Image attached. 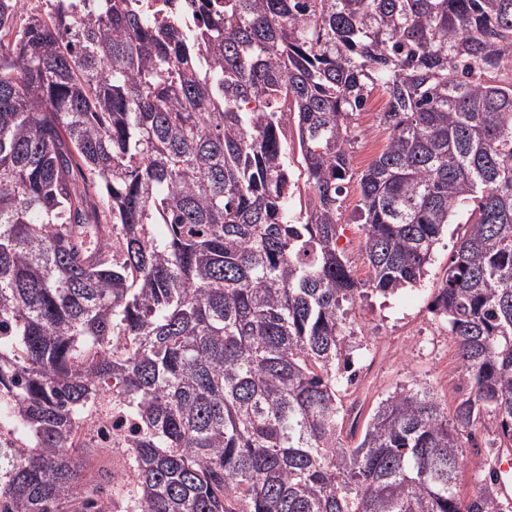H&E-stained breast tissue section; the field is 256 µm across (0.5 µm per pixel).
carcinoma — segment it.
Here are the masks:
<instances>
[{
	"label": "carcinoma",
	"instance_id": "1",
	"mask_svg": "<svg viewBox=\"0 0 512 512\" xmlns=\"http://www.w3.org/2000/svg\"><path fill=\"white\" fill-rule=\"evenodd\" d=\"M164 2L0 0V512H112L85 491L104 396L123 512H505L495 470L457 487L484 417L512 453V0ZM462 209L430 310L470 391L450 415L403 386L357 438L345 306L419 284ZM384 107V106H383ZM383 107H380L379 109L369 112L368 109L366 112H362L360 116H358V120L356 121V125L359 126L356 133L357 136V142L354 144V149L352 152V158H353V168L355 170V173H361L369 164L370 162L378 156V154L381 152L382 148L385 146L387 142L388 132L385 130V127L380 125V116H381V110ZM375 142L376 150L373 153V156L371 160L366 164H360L364 161H366L369 157V153L365 152L370 148V146ZM362 154L359 157V163L356 161V158ZM292 127L294 128V125L290 126V134L288 133V142L291 145V157L293 161V169L295 172V180L298 178V185L299 188L296 191V193L293 195V197L290 199V206L291 208L296 211L299 210L300 205H305V202L307 198L309 197V190L304 185V177H303V170L301 166L298 164V160H300V156L298 155V145H297V138L294 129L292 130ZM301 174V175H300ZM300 175V176H299ZM298 192L300 195H298ZM340 201V224L339 239L337 246L343 251L355 274L361 278H367L368 266L365 263V256L362 251L363 228L359 221L357 206L359 204V188L357 180L353 179L345 185Z\"/></svg>",
	"mask_w": 512,
	"mask_h": 512
}]
</instances>
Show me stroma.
<instances>
[{"label":"stroma","instance_id":"obj_1","mask_svg":"<svg viewBox=\"0 0 512 512\" xmlns=\"http://www.w3.org/2000/svg\"><path fill=\"white\" fill-rule=\"evenodd\" d=\"M359 199L357 183L349 182L341 197L337 246L355 274L363 279L368 266L362 251ZM463 232V225H449L419 285L386 296L370 294L351 310L353 360L359 370L356 393L368 402L379 401L396 388L413 382L433 388L451 408L468 394L469 378L457 365L448 329L429 311L432 293ZM474 436L476 446L468 451V466L458 487L464 499L471 498L479 489L475 479L478 470L496 464L491 454L495 438L491 420L477 424Z\"/></svg>","mask_w":512,"mask_h":512}]
</instances>
